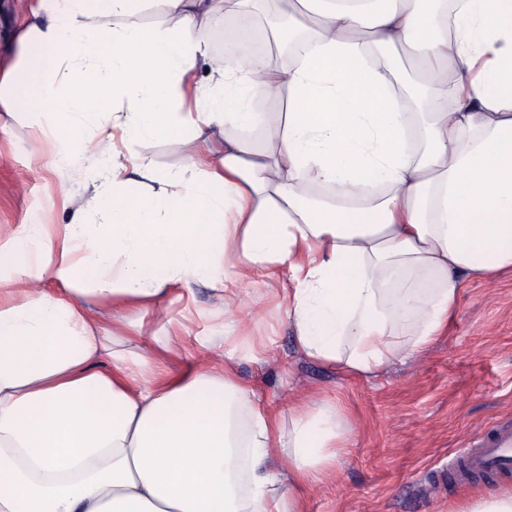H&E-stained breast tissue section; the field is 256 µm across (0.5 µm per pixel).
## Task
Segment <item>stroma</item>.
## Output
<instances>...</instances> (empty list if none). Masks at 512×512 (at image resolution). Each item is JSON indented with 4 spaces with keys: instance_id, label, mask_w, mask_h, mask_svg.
Wrapping results in <instances>:
<instances>
[{
    "instance_id": "stroma-1",
    "label": "stroma",
    "mask_w": 512,
    "mask_h": 512,
    "mask_svg": "<svg viewBox=\"0 0 512 512\" xmlns=\"http://www.w3.org/2000/svg\"><path fill=\"white\" fill-rule=\"evenodd\" d=\"M30 0H0V63L16 55L18 35L29 23ZM137 151L157 173L181 170L185 156L164 139L145 138ZM82 199L87 185L80 172L57 161L50 131L33 126L24 114L0 113V226L65 224L71 211L63 193ZM294 281L287 265L253 273L244 300H258L259 316L243 333L264 339L265 359L237 362L242 380L263 393L282 417L293 398L317 392L343 409L349 446L336 475L308 491L305 512H457L461 503L490 491H512V478L496 476L429 490L437 460L481 427L512 421V271L495 279L469 278L460 290L456 313L443 336L414 363H395L369 378H355L300 357L288 319V290ZM184 301L162 300L166 316L147 314L136 346L167 344ZM190 304L201 316L195 333L220 336L224 315L215 293L193 286Z\"/></svg>"
}]
</instances>
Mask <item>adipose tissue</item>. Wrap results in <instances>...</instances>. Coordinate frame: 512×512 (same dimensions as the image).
<instances>
[{"label": "adipose tissue", "instance_id": "1", "mask_svg": "<svg viewBox=\"0 0 512 512\" xmlns=\"http://www.w3.org/2000/svg\"><path fill=\"white\" fill-rule=\"evenodd\" d=\"M150 1L174 29L131 23ZM319 2L295 64L274 73L256 57L236 76L210 48L214 0L32 6L17 65L0 69V112L52 114L99 221L0 229V512H303L347 432L339 407L305 395L285 420L238 377L236 355L263 357L234 333L252 272H292L301 356L370 377L441 336L465 278L512 269V0L434 17L419 0ZM117 16L128 25L106 26ZM396 44L427 76L418 116L389 60L370 57ZM201 63L209 109L167 111ZM283 88L268 144L242 138L264 120L250 97ZM110 100L109 125L93 122ZM116 128L124 159L90 157ZM148 137L180 147L184 168L155 173L135 149ZM320 186L336 202L310 196ZM200 281L224 305L225 350L163 376L125 343L141 313Z\"/></svg>", "mask_w": 512, "mask_h": 512}]
</instances>
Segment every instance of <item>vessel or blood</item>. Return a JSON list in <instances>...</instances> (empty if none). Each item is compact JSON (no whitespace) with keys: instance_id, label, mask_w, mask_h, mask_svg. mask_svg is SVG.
Returning a JSON list of instances; mask_svg holds the SVG:
<instances>
[{"instance_id":"obj_1","label":"vessel or blood","mask_w":512,"mask_h":512,"mask_svg":"<svg viewBox=\"0 0 512 512\" xmlns=\"http://www.w3.org/2000/svg\"><path fill=\"white\" fill-rule=\"evenodd\" d=\"M434 473L438 485L488 474H512V424L495 423L483 428L475 440L456 450Z\"/></svg>"}]
</instances>
